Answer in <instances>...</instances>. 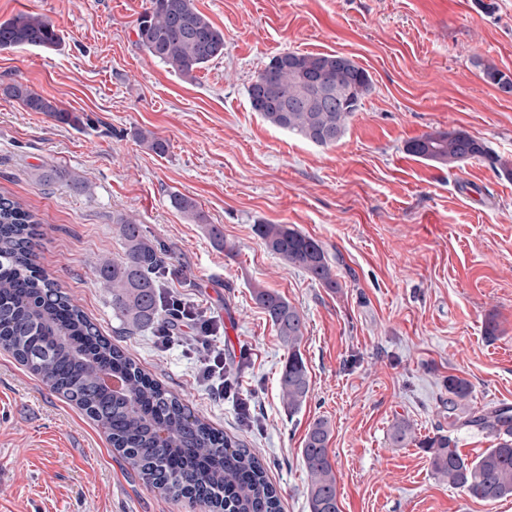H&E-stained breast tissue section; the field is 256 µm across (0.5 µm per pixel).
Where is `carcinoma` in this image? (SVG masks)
<instances>
[{
  "instance_id": "obj_1",
  "label": "carcinoma",
  "mask_w": 512,
  "mask_h": 512,
  "mask_svg": "<svg viewBox=\"0 0 512 512\" xmlns=\"http://www.w3.org/2000/svg\"><path fill=\"white\" fill-rule=\"evenodd\" d=\"M137 44L149 57L188 79L224 55V32L199 12L192 0H150L136 28ZM60 33L40 15L19 13L0 22V49H53ZM486 82L512 93V78L494 66L483 68ZM372 91L368 72L340 54L283 52L271 59L248 87L251 109L269 124L318 146L336 144L349 117ZM6 93L32 112H44L74 126L80 118L22 83ZM137 137L158 155L167 144L150 130ZM415 157L455 167L484 160L512 175V163L493 154L485 142L463 129L432 131L406 144ZM174 205L196 224L207 225L214 244L224 246V230L207 223L197 203L186 196ZM125 244L119 260L94 267L99 285L112 294V309L124 321L146 327L166 306L162 296L165 250L147 236L132 216L116 220ZM254 232L273 254L306 272L327 288L339 287L323 246L286 224H256ZM43 233L36 216L0 193V348L50 389L75 403L108 436L135 475L160 495L187 499L207 512H282L279 491L260 460L240 443L195 416L180 397L148 376L102 335L81 307L39 264ZM253 299L268 316L288 359L279 385L288 413L298 412L310 392L300 353L305 324L288 300L260 284ZM448 393L462 401L470 383L450 376ZM470 423L499 435V442L473 459L441 435L427 440L430 464L448 485L485 501L512 497V417L505 411ZM330 426L318 419L306 433L301 458L310 479V512H340L336 473L329 459Z\"/></svg>"
}]
</instances>
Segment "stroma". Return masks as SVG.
<instances>
[{
	"instance_id": "1",
	"label": "stroma",
	"mask_w": 512,
	"mask_h": 512,
	"mask_svg": "<svg viewBox=\"0 0 512 512\" xmlns=\"http://www.w3.org/2000/svg\"><path fill=\"white\" fill-rule=\"evenodd\" d=\"M148 5L0 0V21L37 13L62 36L55 51L0 50V193L39 220L41 266L195 415L263 459L283 512H310L300 449L319 418L340 512H512V497L483 501L439 479L422 446L445 435L475 457L497 439L470 418L512 412V178L406 151L412 138L460 128L512 161V97L482 73L512 76V0H193L223 30L224 54L191 81L138 47ZM285 51L337 52L369 72L372 91L335 145L252 111L250 82ZM16 82L80 125L24 108L5 93ZM140 129L167 152L140 142ZM179 194L223 227L233 252L173 206ZM122 214L167 250L166 291L220 320L211 342L237 374L236 397L198 380L186 350L194 328L160 348L154 328H129L113 311L94 267L123 257ZM258 223L319 241L338 288L266 250ZM257 283L305 320L310 393L293 414L279 387L288 349L252 299ZM451 375L472 387L453 407ZM400 421L411 426L402 444ZM0 512L194 510L130 474L103 430L0 349Z\"/></svg>"
}]
</instances>
